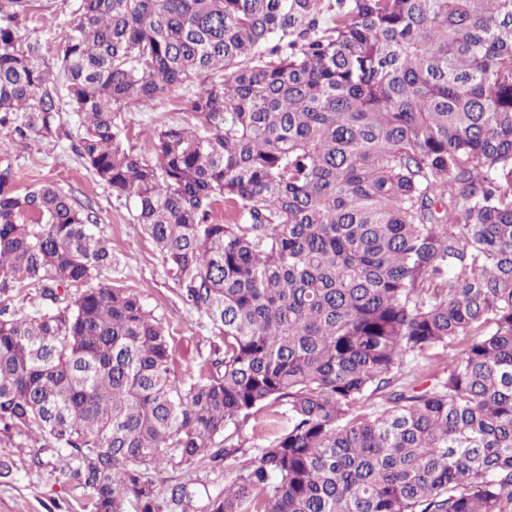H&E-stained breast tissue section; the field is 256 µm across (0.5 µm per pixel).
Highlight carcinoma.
Returning a JSON list of instances; mask_svg holds the SVG:
<instances>
[{
  "mask_svg": "<svg viewBox=\"0 0 512 512\" xmlns=\"http://www.w3.org/2000/svg\"><path fill=\"white\" fill-rule=\"evenodd\" d=\"M28 2L0 0V126L67 100L215 341L178 377L92 213L0 166V297L42 299L0 308V433L82 512H194L154 473L274 405L204 512H512V0H81L56 59ZM196 81L201 125L126 148L124 111Z\"/></svg>",
  "mask_w": 512,
  "mask_h": 512,
  "instance_id": "obj_1",
  "label": "carcinoma"
}]
</instances>
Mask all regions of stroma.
I'll use <instances>...</instances> for the list:
<instances>
[{
    "label": "stroma",
    "mask_w": 512,
    "mask_h": 512,
    "mask_svg": "<svg viewBox=\"0 0 512 512\" xmlns=\"http://www.w3.org/2000/svg\"><path fill=\"white\" fill-rule=\"evenodd\" d=\"M78 3L79 0H32L26 24L34 28L46 56L61 52ZM189 95V90L181 88L125 112L127 147L149 159L153 156L155 130L168 124L197 126L198 118L187 110ZM77 126L76 115L66 105L50 130L22 139L11 130L0 128V166L13 165L19 175L17 190L51 184L91 207L98 231L118 260L112 270L113 280L137 289L148 306L173 328L178 376L196 373L199 362L211 353V325L183 300L179 287L166 272L159 250L134 220L128 201L113 194L74 152L67 134ZM34 452L32 443L25 438L0 436V456L12 457L17 464L12 478L0 480V512H76L79 490L60 470L32 466Z\"/></svg>",
    "instance_id": "35a3bbf8"
}]
</instances>
